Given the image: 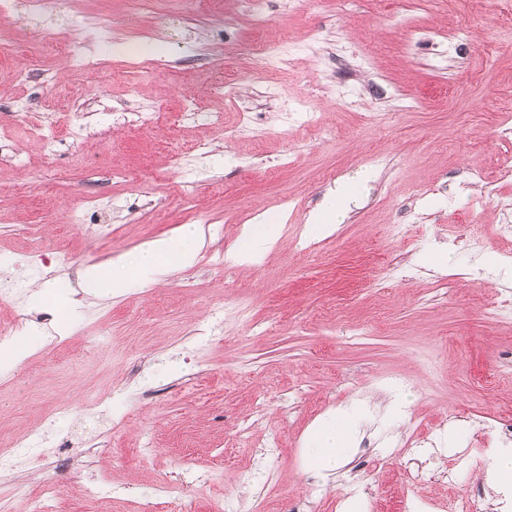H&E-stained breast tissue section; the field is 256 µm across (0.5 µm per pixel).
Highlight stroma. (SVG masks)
Here are the masks:
<instances>
[{
  "label": "stroma",
  "mask_w": 512,
  "mask_h": 512,
  "mask_svg": "<svg viewBox=\"0 0 512 512\" xmlns=\"http://www.w3.org/2000/svg\"><path fill=\"white\" fill-rule=\"evenodd\" d=\"M158 0L130 15L122 0H51L38 18L0 22V99L30 92L8 74L41 68L55 82L30 118L65 122L88 102L80 145L53 155L0 113V327L26 315L23 356L0 365V448L38 433L42 460L0 470V500L17 486L56 485L53 512H141L165 484L198 512H455L481 489L498 512L504 486L480 448L493 434L467 418L512 407V329H486L512 297V139L490 102L512 103V0ZM111 26L135 54L158 59L149 76L75 73L36 52L32 37L66 42L88 24ZM282 43L277 85L251 68L260 41ZM223 96H214L216 77ZM153 110L125 123L129 86ZM197 115H183L186 97ZM421 99L411 108L408 98ZM121 165L124 182H113ZM195 185L192 202L181 196ZM355 202L334 233L308 230L336 185ZM91 196L108 206L82 227L69 212ZM201 213L196 264L120 295L80 285L85 266L133 254ZM279 220L272 251L251 265L224 257L258 214ZM403 224V236L388 235ZM42 255L40 272L27 257ZM51 285L55 298L34 303ZM358 404L359 443L334 476L305 469L309 426ZM432 431L418 483L404 445ZM468 465L456 485L444 474ZM112 488L90 502L88 484Z\"/></svg>",
  "instance_id": "35a3bbf8"
}]
</instances>
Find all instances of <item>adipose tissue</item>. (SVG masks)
I'll list each match as a JSON object with an SVG mask.
<instances>
[{
  "instance_id": "adipose-tissue-1",
  "label": "adipose tissue",
  "mask_w": 512,
  "mask_h": 512,
  "mask_svg": "<svg viewBox=\"0 0 512 512\" xmlns=\"http://www.w3.org/2000/svg\"><path fill=\"white\" fill-rule=\"evenodd\" d=\"M276 241L275 222L262 221L245 225L241 244L229 253L228 259L241 265L255 263L275 246ZM202 242L201 225L185 224L175 236L143 243L134 262H127L120 255L85 267L82 280L96 290L115 295L122 293L134 280L158 282L175 269L194 265ZM362 417V406L352 405L320 421L313 429L304 450L309 466L324 474L333 473L354 444Z\"/></svg>"
}]
</instances>
